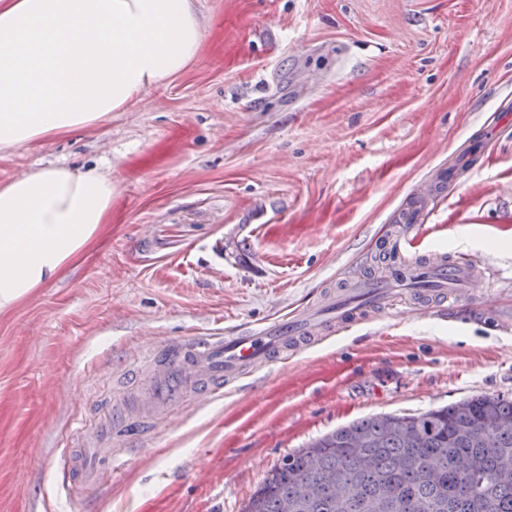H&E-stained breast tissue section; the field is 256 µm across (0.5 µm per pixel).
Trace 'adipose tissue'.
Returning a JSON list of instances; mask_svg holds the SVG:
<instances>
[{
	"mask_svg": "<svg viewBox=\"0 0 512 512\" xmlns=\"http://www.w3.org/2000/svg\"><path fill=\"white\" fill-rule=\"evenodd\" d=\"M201 41L192 0H0V148L101 123L188 69ZM114 195L96 168L0 184V314L98 240Z\"/></svg>",
	"mask_w": 512,
	"mask_h": 512,
	"instance_id": "adipose-tissue-1",
	"label": "adipose tissue"
}]
</instances>
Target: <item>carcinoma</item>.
<instances>
[{
	"mask_svg": "<svg viewBox=\"0 0 512 512\" xmlns=\"http://www.w3.org/2000/svg\"><path fill=\"white\" fill-rule=\"evenodd\" d=\"M474 460L478 474H464ZM504 467L512 400L476 396L325 434L268 471L242 512H512V478H495Z\"/></svg>",
	"mask_w": 512,
	"mask_h": 512,
	"instance_id": "1",
	"label": "carcinoma"
}]
</instances>
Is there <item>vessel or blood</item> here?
Listing matches in <instances>:
<instances>
[{"instance_id": "obj_1", "label": "vessel or blood", "mask_w": 512, "mask_h": 512, "mask_svg": "<svg viewBox=\"0 0 512 512\" xmlns=\"http://www.w3.org/2000/svg\"><path fill=\"white\" fill-rule=\"evenodd\" d=\"M428 217L425 208L395 215L396 228L386 244L381 269L359 278L357 295L350 297L342 290L329 293L316 305L246 332L188 336L152 345L148 352L152 371L146 387L122 401H105L102 419L79 424L76 438L60 451L64 475L58 487L71 512H85L89 493L121 466V459L110 449L113 437L136 442L137 426L187 402L203 405L220 399L225 383L245 369L286 360L301 345L347 328L375 310L399 304L419 309L436 298L456 303L471 299L473 288L485 282L486 275L467 254L411 253L415 235ZM409 280H444L448 286L409 296L396 292V285Z\"/></svg>"}]
</instances>
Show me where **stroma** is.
Listing matches in <instances>:
<instances>
[{"mask_svg":"<svg viewBox=\"0 0 512 512\" xmlns=\"http://www.w3.org/2000/svg\"><path fill=\"white\" fill-rule=\"evenodd\" d=\"M196 61L96 127L0 151L111 173L112 222L66 276L0 315V512H69L57 444L125 390L149 337L255 327L367 271L394 215L429 199L419 247L464 252L485 309L404 306L125 440L86 512H241L290 452L373 414L512 399V0H193Z\"/></svg>","mask_w":512,"mask_h":512,"instance_id":"35a3bbf8","label":"stroma"}]
</instances>
